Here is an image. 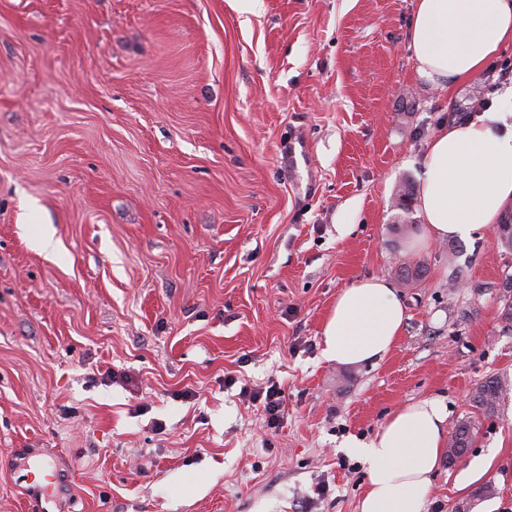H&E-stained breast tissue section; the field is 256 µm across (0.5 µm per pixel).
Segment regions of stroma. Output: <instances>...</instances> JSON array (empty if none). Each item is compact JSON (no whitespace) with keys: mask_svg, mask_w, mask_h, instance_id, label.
<instances>
[{"mask_svg":"<svg viewBox=\"0 0 512 512\" xmlns=\"http://www.w3.org/2000/svg\"><path fill=\"white\" fill-rule=\"evenodd\" d=\"M414 4L0 0V512L48 464L50 512H358L346 442L424 398L475 438L422 512L484 482L472 512H512V393L492 417L467 398L512 380V249L392 231L436 126L492 80L419 78ZM405 261L427 273L389 354L325 360L337 294ZM272 383L275 429L240 393Z\"/></svg>","mask_w":512,"mask_h":512,"instance_id":"stroma-1","label":"stroma"}]
</instances>
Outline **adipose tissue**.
<instances>
[{"label": "adipose tissue", "mask_w": 512, "mask_h": 512, "mask_svg": "<svg viewBox=\"0 0 512 512\" xmlns=\"http://www.w3.org/2000/svg\"><path fill=\"white\" fill-rule=\"evenodd\" d=\"M512 44V0H416L409 48L419 77L446 88L485 68ZM417 209L421 241H469L512 210V123L499 112L440 125L421 161ZM396 286L370 275L341 290L323 327V356L343 366L374 365L406 321ZM444 404L407 403L370 442L350 448L368 486L360 512H420L446 447Z\"/></svg>", "instance_id": "1"}]
</instances>
